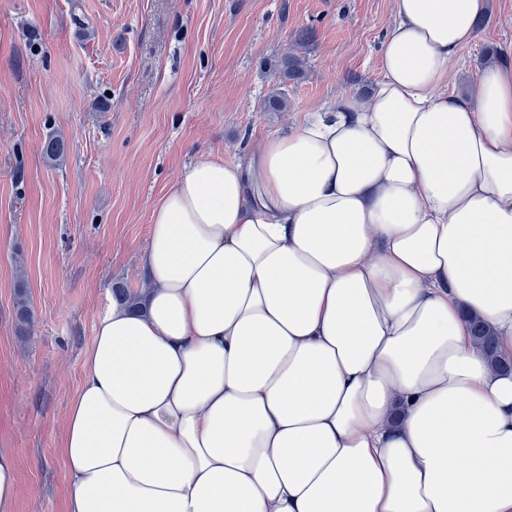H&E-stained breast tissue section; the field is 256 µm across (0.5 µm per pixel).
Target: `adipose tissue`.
Wrapping results in <instances>:
<instances>
[{
    "instance_id": "adipose-tissue-1",
    "label": "adipose tissue",
    "mask_w": 512,
    "mask_h": 512,
    "mask_svg": "<svg viewBox=\"0 0 512 512\" xmlns=\"http://www.w3.org/2000/svg\"><path fill=\"white\" fill-rule=\"evenodd\" d=\"M484 0H395L368 102L151 213L137 307L99 319L59 453L67 512H512V68L448 64ZM471 327L473 340L488 359L491 368L495 371L512 370V361L502 357L498 351L492 328L478 317L472 318Z\"/></svg>"
}]
</instances>
